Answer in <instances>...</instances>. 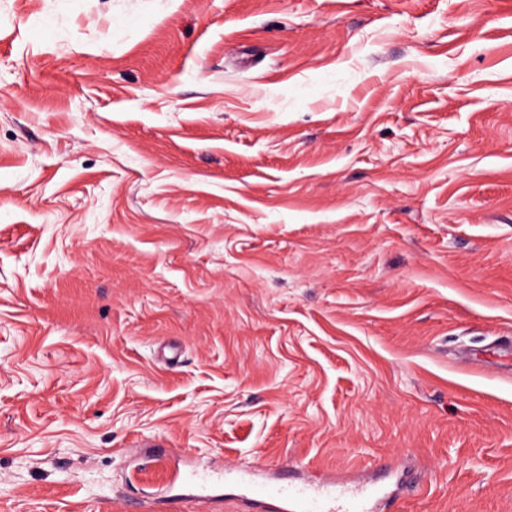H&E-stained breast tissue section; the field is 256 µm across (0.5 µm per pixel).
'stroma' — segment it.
<instances>
[{"label":"stroma","mask_w":512,"mask_h":512,"mask_svg":"<svg viewBox=\"0 0 512 512\" xmlns=\"http://www.w3.org/2000/svg\"><path fill=\"white\" fill-rule=\"evenodd\" d=\"M506 336L512 0H0V512H512ZM267 474L256 466L249 479L238 481L243 496L250 508L261 512H377V505L390 500L394 491H383L371 482H359L348 486L343 481H332L324 485L325 490L315 488L311 483L288 482L277 476L267 475L258 482L254 476ZM334 492V494H332Z\"/></svg>","instance_id":"obj_1"}]
</instances>
